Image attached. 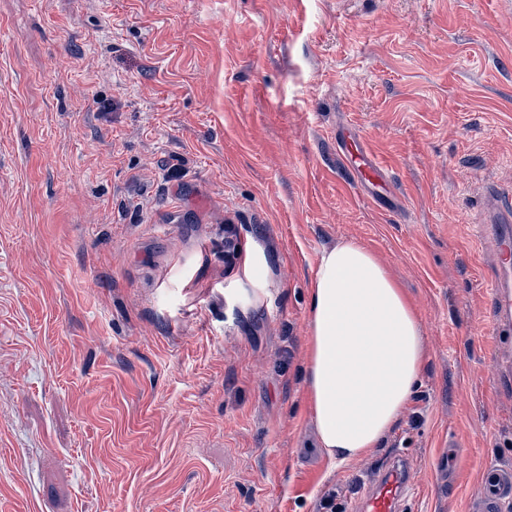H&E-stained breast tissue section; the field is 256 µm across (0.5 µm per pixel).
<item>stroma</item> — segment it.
I'll list each match as a JSON object with an SVG mask.
<instances>
[{
    "mask_svg": "<svg viewBox=\"0 0 512 512\" xmlns=\"http://www.w3.org/2000/svg\"><path fill=\"white\" fill-rule=\"evenodd\" d=\"M347 129L387 181L355 187ZM510 183L512 0H0V512H315L397 453L407 512H469L512 465L477 226ZM346 241L425 364L336 467L304 374Z\"/></svg>",
    "mask_w": 512,
    "mask_h": 512,
    "instance_id": "obj_1",
    "label": "stroma"
}]
</instances>
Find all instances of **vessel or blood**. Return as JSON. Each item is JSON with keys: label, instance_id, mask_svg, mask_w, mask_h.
<instances>
[{"label": "vessel or blood", "instance_id": "b4317fda", "mask_svg": "<svg viewBox=\"0 0 512 512\" xmlns=\"http://www.w3.org/2000/svg\"><path fill=\"white\" fill-rule=\"evenodd\" d=\"M357 173L359 185L387 177L386 167L368 151L342 157ZM485 218L493 226L496 273L492 305L500 325L512 326V187H491L486 193ZM409 487L407 459L397 455L385 464L378 480L358 499L356 512H406ZM512 504V467L494 466L483 472V492L472 504L473 512H504Z\"/></svg>", "mask_w": 512, "mask_h": 512}]
</instances>
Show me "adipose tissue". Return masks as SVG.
<instances>
[{"label": "adipose tissue", "instance_id": "ef3b65f1", "mask_svg": "<svg viewBox=\"0 0 512 512\" xmlns=\"http://www.w3.org/2000/svg\"><path fill=\"white\" fill-rule=\"evenodd\" d=\"M308 327L318 444L345 466L379 447L411 402L424 364L419 321L374 253L348 241L319 258Z\"/></svg>", "mask_w": 512, "mask_h": 512}]
</instances>
